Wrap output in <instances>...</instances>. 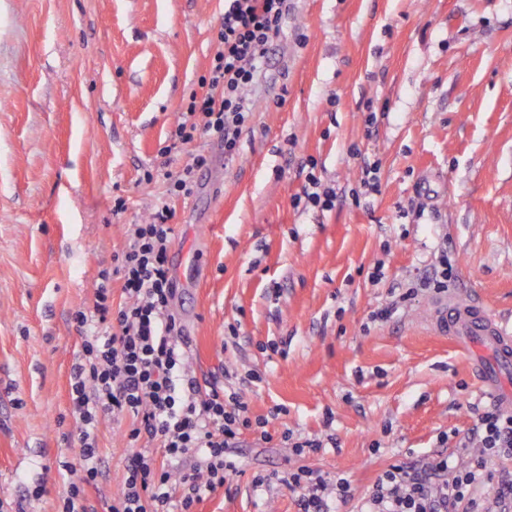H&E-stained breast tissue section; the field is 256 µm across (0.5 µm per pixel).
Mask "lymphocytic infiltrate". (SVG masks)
I'll return each instance as SVG.
<instances>
[{
  "mask_svg": "<svg viewBox=\"0 0 512 512\" xmlns=\"http://www.w3.org/2000/svg\"><path fill=\"white\" fill-rule=\"evenodd\" d=\"M284 2L224 0L219 47L201 79L206 92L191 95L171 133L173 145L214 136L223 143L225 158H235L255 110L248 92L281 33ZM173 215L169 203L161 201L150 222L128 225L112 270L101 273L92 311L73 316L91 334L70 374L76 425L64 439L75 454L58 464L66 478L60 512H93L86 489L98 479V426L105 417L133 418L123 434L132 449L127 476L111 512H148L154 506L193 512L205 493L240 470L233 450L251 425L249 407L218 387L203 389L184 355L182 324L172 309L177 292L169 267ZM115 279L124 296L117 305L110 287ZM479 446L476 465L453 475L444 457L420 472L390 466L369 495V512H488L473 491L491 479L496 482L493 507L512 512V475L496 480L486 470L489 458L512 452V414L484 412ZM252 484L259 490L279 484L297 493L301 512H331L332 501L351 495L347 480L331 481L305 466L254 477Z\"/></svg>",
  "mask_w": 512,
  "mask_h": 512,
  "instance_id": "lymphocytic-infiltrate-1",
  "label": "lymphocytic infiltrate"
}]
</instances>
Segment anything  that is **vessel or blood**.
Returning a JSON list of instances; mask_svg holds the SVG:
<instances>
[{
	"label": "vessel or blood",
	"mask_w": 512,
	"mask_h": 512,
	"mask_svg": "<svg viewBox=\"0 0 512 512\" xmlns=\"http://www.w3.org/2000/svg\"><path fill=\"white\" fill-rule=\"evenodd\" d=\"M431 328L448 337L471 357V372L488 397L500 409L512 413V324L489 314L463 298H451L435 306Z\"/></svg>",
	"instance_id": "b4317fda"
}]
</instances>
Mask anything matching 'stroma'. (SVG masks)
Returning <instances> with one entry per match:
<instances>
[{
  "label": "stroma",
  "mask_w": 512,
  "mask_h": 512,
  "mask_svg": "<svg viewBox=\"0 0 512 512\" xmlns=\"http://www.w3.org/2000/svg\"><path fill=\"white\" fill-rule=\"evenodd\" d=\"M223 16L224 0H0V512H57L71 316L159 198L194 374L253 422L240 473L196 512H299L287 488L252 486L293 464L346 479L335 512H363L390 465L479 452L490 401L430 330L436 293L372 314L444 251L450 293L512 321V0H288L235 160L214 137L163 154ZM199 149L195 192L170 197L165 172ZM311 173L332 210L294 207ZM131 423L99 424L96 512L123 486ZM286 431L336 443L292 463Z\"/></svg>",
  "instance_id": "stroma-1"
}]
</instances>
